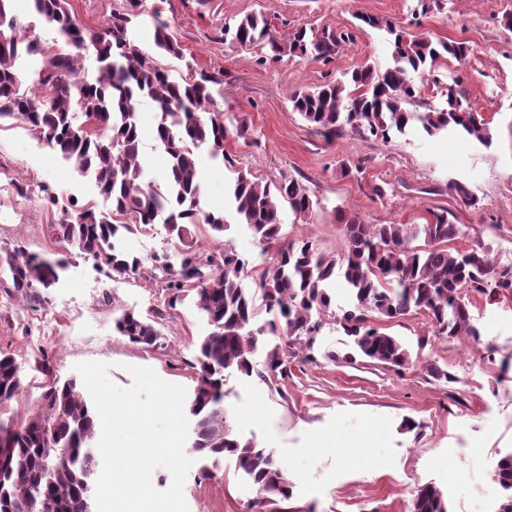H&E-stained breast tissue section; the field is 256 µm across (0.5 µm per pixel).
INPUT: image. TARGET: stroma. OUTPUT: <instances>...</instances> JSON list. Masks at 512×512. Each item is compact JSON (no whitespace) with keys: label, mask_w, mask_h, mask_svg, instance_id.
Listing matches in <instances>:
<instances>
[{"label":"stroma","mask_w":512,"mask_h":512,"mask_svg":"<svg viewBox=\"0 0 512 512\" xmlns=\"http://www.w3.org/2000/svg\"><path fill=\"white\" fill-rule=\"evenodd\" d=\"M512 0H446L422 10L418 0H143L134 32L150 43L154 22L167 23L184 52L176 69L218 80L224 89L228 136L224 148L235 169L203 161L202 205L229 208L227 188L236 170L263 181L296 179L317 205L306 220L282 212V239L307 236L329 254L344 246V217L367 224H423L433 214L462 225L460 249L481 242L501 264L512 263V28L502 19ZM265 16L280 39L296 28L338 41L328 61L287 56L272 60L268 48L232 43L227 33L245 16ZM370 15L462 43L465 63L439 59L414 75L419 88L410 111L443 108L442 91L458 81L464 101L487 124L485 146L456 133L428 134L415 127L389 142L344 130L328 138L293 112L288 97L344 78L358 67L391 61L386 31L361 28ZM465 183L476 199L464 204L451 190ZM108 210L90 178L78 174L27 126L0 123V352L22 367L23 396L0 405L9 417L36 406L46 375L74 377L84 361L110 363L111 379L131 384L125 365L146 366L165 381L194 391L196 344L206 326L192 302L168 308L161 279L150 278L153 258L178 263L180 248L167 226L156 223L126 240L141 261L126 278H108L93 259L54 243L50 225L62 212L47 206L44 190ZM208 251H235L258 261L260 244L241 226L224 235L201 227ZM68 264L54 287L17 288L10 259L15 249ZM165 309V345L152 350L113 330L120 309ZM479 342L433 336L427 319L409 314L375 327L401 338L411 363L396 371L354 357L353 339L337 314H321V328L307 353L296 354L287 376L224 377V407L244 441L266 448L285 466L295 512H409L414 492L426 484L446 489L449 512H497L503 499L492 480V461L512 452V381L499 366L512 355V301L472 294L468 305ZM438 366L448 373L439 379ZM467 447L469 455L450 456ZM184 494L189 512H251L256 491L231 458L196 459Z\"/></svg>","instance_id":"obj_1"}]
</instances>
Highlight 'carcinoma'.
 I'll list each match as a JSON object with an SVG mask.
<instances>
[{"label":"carcinoma","mask_w":512,"mask_h":512,"mask_svg":"<svg viewBox=\"0 0 512 512\" xmlns=\"http://www.w3.org/2000/svg\"><path fill=\"white\" fill-rule=\"evenodd\" d=\"M11 2L0 0V122L26 124L78 173L93 175L99 193L112 202L110 211L98 212L75 198L63 203L57 194H47L48 204L63 212L62 221L50 225L52 237L88 258L105 260L101 268L109 276L123 277L141 267L140 259L123 247L124 237L164 218L181 246L177 267L165 254L153 258L154 269L166 276L167 306L173 309L191 296L209 326L193 364L198 384L189 402L196 417L189 451L213 460L234 459L267 500L291 498L287 470L266 449L233 435L224 409V376L251 375L259 352L264 353L263 373L286 375L289 350L316 333L320 323L313 314L330 309L327 287L336 276L350 292L340 324L353 338L355 351L397 371L410 364V353L396 337L372 325V317L394 321L421 311L435 336L477 341L480 331L471 322L466 292L493 300L512 297V265L500 264L479 243L460 250L455 243L463 229L443 214H434L427 224H365L349 216L345 248L337 256L318 251L308 237L281 243V203L306 216L316 201L295 179L263 182L235 168L224 150V113L210 109L213 79L175 75L158 63L159 56L183 58L168 24L156 23L149 48L132 37L142 0H127L126 10L113 13L98 30L72 15L67 0H30L35 18L54 32L51 45L20 27ZM387 31L394 38L390 66L370 65L346 79L295 93L293 111L327 137L347 127L359 136L386 140L417 120L429 134L454 128L490 143L487 125L463 104L455 83L446 89L447 109H406L418 92L410 74L445 56L459 61L465 47L403 28L389 26ZM231 37L243 46L269 48L275 60L297 55L325 61L335 46V38L318 39L302 27L283 43L257 15L242 18ZM89 52L98 63L92 81L81 76ZM144 99L156 106L153 140L168 158L159 181L146 176L136 110ZM204 155L235 169L233 213L263 246L261 255L278 245L270 266L256 275L253 292L242 285L249 261L196 247L198 226L206 224L219 236L229 228L224 213L200 207ZM117 215L133 223H117ZM419 239L423 244L414 245ZM12 265L15 287L48 289L59 281L66 261L16 250ZM262 311L267 318L252 328ZM161 321L160 310L145 315L124 310L115 319V331L155 350L164 346ZM43 388L41 403L29 415L0 418V512H96V411L75 379H49ZM22 389L20 365L0 353V404L17 399ZM493 478L512 498V453L498 460ZM414 499L416 512H448L447 496L435 486L419 488Z\"/></svg>","instance_id":"cac0c4a2"}]
</instances>
